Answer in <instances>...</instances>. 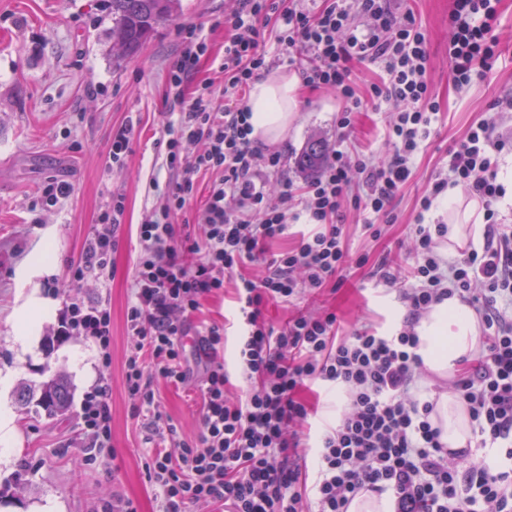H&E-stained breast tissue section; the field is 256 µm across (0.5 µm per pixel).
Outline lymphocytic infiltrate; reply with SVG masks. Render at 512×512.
I'll return each mask as SVG.
<instances>
[{
  "mask_svg": "<svg viewBox=\"0 0 512 512\" xmlns=\"http://www.w3.org/2000/svg\"><path fill=\"white\" fill-rule=\"evenodd\" d=\"M236 10L214 19L224 31L221 71L227 92L212 101L208 84L194 82L208 56L200 29L182 30L181 50L167 71L165 165L171 173L137 229L140 254L134 298L127 310L124 388L139 407L151 409L145 425L154 441L148 479L162 499V512H348L362 491L391 493L393 512H512V236L500 230L495 203L505 194L498 157L512 139L493 123L470 126L448 152V171L430 182L421 211L448 188L464 186L483 204L482 251L450 261L436 251L448 234L444 224L416 222L415 263L401 299V328L381 335L364 329L339 336L335 313L308 311L282 326L266 320L269 302L286 306L306 293L341 286L351 264L344 246L341 203L359 213L390 215L391 204L413 174V159L431 134L438 112L428 79L427 38L411 10L395 0H324L317 11L301 0H237ZM499 0H451L448 54L457 89L490 78L498 57ZM282 29L278 54H308L303 81L336 90L344 107L336 121L335 148L319 172L296 182L283 151L252 139L244 96L269 71L265 29ZM381 65L382 81L358 94L353 63ZM395 101L400 109L386 128L389 151L377 160L352 142L355 113ZM213 177L194 221L183 216L196 195L198 174ZM312 225L296 246L268 254L288 234L299 212ZM123 197L107 200L88 234L82 256L71 264V282L109 280L120 244ZM233 278L243 333L236 366L248 383L238 392L219 346L223 327L199 332L203 365L193 375L182 362L184 339L202 300ZM458 297L480 315L485 346L452 383L472 424L478 458L448 450L431 420L434 404L411 389L422 366L414 326L429 308ZM59 333L92 339L103 366L111 364V313L105 301L66 300ZM194 386L201 402L202 431L196 444L167 443L175 426L155 411V381ZM345 387L348 409L319 448L314 497L306 495L302 461L308 406L302 397L314 382ZM108 378L83 396L82 431L88 451L112 445Z\"/></svg>",
  "mask_w": 512,
  "mask_h": 512,
  "instance_id": "1",
  "label": "lymphocytic infiltrate"
}]
</instances>
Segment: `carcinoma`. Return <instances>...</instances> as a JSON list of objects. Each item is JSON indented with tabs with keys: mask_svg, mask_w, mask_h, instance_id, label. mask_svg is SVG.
Returning <instances> with one entry per match:
<instances>
[{
	"mask_svg": "<svg viewBox=\"0 0 512 512\" xmlns=\"http://www.w3.org/2000/svg\"><path fill=\"white\" fill-rule=\"evenodd\" d=\"M181 0H112V39L126 52H135L151 37L156 28L180 11ZM326 147L313 140L301 154L299 164L307 170L317 169L323 162ZM21 406L31 402L48 412L64 414L71 403V386L60 374L43 381L38 388H26L18 394Z\"/></svg>",
	"mask_w": 512,
	"mask_h": 512,
	"instance_id": "obj_1",
	"label": "carcinoma"
}]
</instances>
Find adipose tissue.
Listing matches in <instances>:
<instances>
[{
    "label": "adipose tissue",
    "instance_id": "obj_1",
    "mask_svg": "<svg viewBox=\"0 0 512 512\" xmlns=\"http://www.w3.org/2000/svg\"><path fill=\"white\" fill-rule=\"evenodd\" d=\"M301 79L297 73L262 74L251 85L247 106L251 111L252 136L264 143L283 139L299 114ZM448 243L480 241L482 229L474 223V205H463L456 195L448 197ZM417 354L423 368L440 377L454 376L478 353L480 330L474 310L451 297L432 307L415 326ZM432 419L451 449L463 448L470 436L469 416L452 393L441 394Z\"/></svg>",
    "mask_w": 512,
    "mask_h": 512
}]
</instances>
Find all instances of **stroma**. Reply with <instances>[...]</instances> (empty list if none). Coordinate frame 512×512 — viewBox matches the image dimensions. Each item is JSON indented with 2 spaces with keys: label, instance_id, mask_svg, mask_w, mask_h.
I'll return each instance as SVG.
<instances>
[{
  "label": "stroma",
  "instance_id": "stroma-1",
  "mask_svg": "<svg viewBox=\"0 0 512 512\" xmlns=\"http://www.w3.org/2000/svg\"><path fill=\"white\" fill-rule=\"evenodd\" d=\"M417 22L426 32L430 53L429 80L439 106L432 132L414 158L412 179L398 192L393 220L376 218V230H367L363 217L344 205V243L353 256L366 257L364 266L349 267L337 293L307 294L295 308L274 303L266 317L279 324L293 310L330 309L341 320L344 333L365 328L388 333L391 313L405 314L398 287H387L372 277L380 257H395L400 269L413 261L410 226L418 201L448 164V151L469 127L493 118L490 105L503 89L512 88V0H500L499 54L491 79L457 92L448 56L449 0H408ZM235 0H183L178 15L166 22L134 54L113 55L111 0H0V370L9 373L5 401L15 417L18 442L0 457V512H100L103 502L121 495L137 512H160L161 500L149 483L146 466L151 447L141 428L142 416L123 385L127 346L126 312L133 294V276L139 244L136 227L156 201L151 180L168 181L161 114L166 73L180 51L182 28L206 29L209 56L196 78L223 95L224 31L212 21L233 10ZM343 102L331 89H304L299 117L282 147L288 153L287 170L300 180L307 173L297 158L312 137L334 148L336 117ZM395 103L356 117L357 137L366 153L384 156L388 146L384 128ZM140 121L134 152L125 167L108 168L113 126L127 117ZM51 178L69 182V197L53 207L38 204L39 188ZM125 199V224L114 257L116 272L107 285L83 282L77 296L106 299L112 316V447L96 461L84 459V439L78 407L62 417L23 413L17 403L20 384L39 385L43 366L66 373L75 398L94 386L102 371L99 351L90 339L61 336L58 320L67 299L63 290L50 288L49 279L65 282L68 266L78 261L87 235L96 224L109 194ZM49 302L28 348L13 342L17 315L34 298ZM232 284L223 294L203 301L192 322L197 326H225L227 342L220 353L234 361L241 327L235 316ZM84 357L76 370L70 351ZM161 413L177 429L179 439L196 443L201 426L200 405L192 392L165 383L155 386ZM311 408L305 426L310 449L308 465L316 463L322 433L335 426L347 405L341 389L312 385L302 394Z\"/></svg>",
  "mask_w": 512,
  "mask_h": 512
}]
</instances>
